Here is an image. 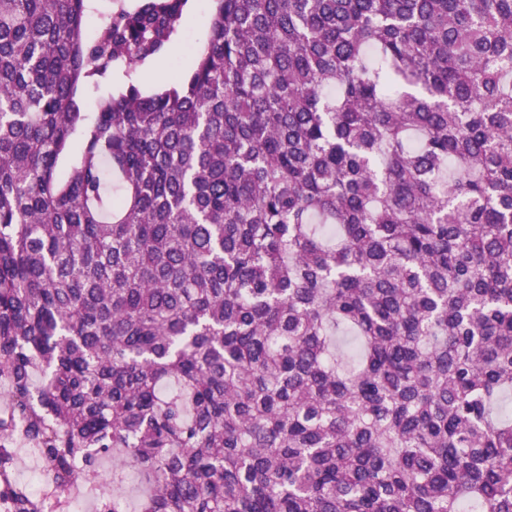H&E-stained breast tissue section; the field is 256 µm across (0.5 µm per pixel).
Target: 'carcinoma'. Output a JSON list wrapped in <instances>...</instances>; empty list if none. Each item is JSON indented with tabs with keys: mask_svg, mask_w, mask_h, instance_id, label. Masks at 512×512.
Returning a JSON list of instances; mask_svg holds the SVG:
<instances>
[{
	"mask_svg": "<svg viewBox=\"0 0 512 512\" xmlns=\"http://www.w3.org/2000/svg\"><path fill=\"white\" fill-rule=\"evenodd\" d=\"M96 2L0 0V499L512 512V0H213L151 91L192 0ZM212 0H193V7L183 19V40L179 46L168 54L157 59L149 70L140 77V82L146 89L160 87L168 82L176 70L188 67L189 49L196 44H202L208 37V18L212 10ZM159 72L161 77L155 83H148V75Z\"/></svg>",
	"mask_w": 512,
	"mask_h": 512,
	"instance_id": "obj_1",
	"label": "carcinoma"
}]
</instances>
